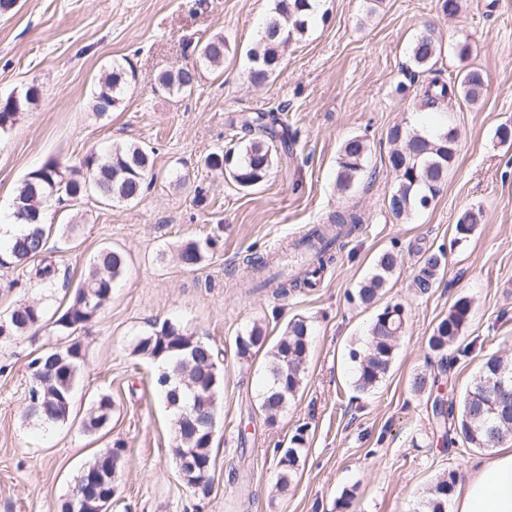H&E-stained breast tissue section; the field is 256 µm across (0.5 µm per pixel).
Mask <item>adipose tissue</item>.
Instances as JSON below:
<instances>
[{
  "label": "adipose tissue",
  "instance_id": "adipose-tissue-1",
  "mask_svg": "<svg viewBox=\"0 0 512 512\" xmlns=\"http://www.w3.org/2000/svg\"><path fill=\"white\" fill-rule=\"evenodd\" d=\"M452 504L451 512H512V447L501 448L492 460L472 461Z\"/></svg>",
  "mask_w": 512,
  "mask_h": 512
}]
</instances>
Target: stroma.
<instances>
[{
	"mask_svg": "<svg viewBox=\"0 0 512 512\" xmlns=\"http://www.w3.org/2000/svg\"><path fill=\"white\" fill-rule=\"evenodd\" d=\"M273 0H18L0 13V96L38 84L43 95L0 136V222L24 176L56 158L79 165L92 151L138 143L154 151V180L139 199L104 205L50 201L48 223L77 220L76 237L47 262L67 286L45 296L28 269L0 267V313L21 302L64 306L86 264L104 247L124 252L127 270L81 335L83 362L67 423L42 427L26 415L30 361L49 347L48 331L0 343V512H61L82 464L114 441L126 446L119 497L111 512H419L426 491L455 472L465 479L481 450L443 446L432 426L428 393H414V373L433 372L427 340L456 298L472 302L464 334L468 352L444 375L438 392L462 397L481 364L512 355V0H462L445 16L440 0H323L307 34L290 44L273 81L244 78L247 49L272 14ZM223 34L232 51L220 69L197 63L198 40ZM429 33L442 44L443 79L461 65L479 69L485 86L476 104H453L459 132L455 161L425 211L400 221L388 208L398 184L386 134L397 123L419 128L426 74L415 73L410 45ZM468 42L460 63L453 48ZM135 73L121 106L94 109V93L113 64ZM195 67L188 93L158 89L164 71ZM282 107L288 151L266 181L238 189L205 158L240 136L245 114ZM369 145L354 192L340 194L341 143ZM357 209L363 223L318 287L280 297L241 287L245 255L286 246L309 224ZM483 215L455 243L467 210ZM215 237L196 269L181 267L177 248ZM443 248L447 263L425 295L411 288L421 251ZM400 254L382 303L400 302L407 324L391 368L372 394L353 387L351 344L361 342L376 313L351 295L386 249ZM313 326L307 373L297 398L276 421L259 409L266 357L230 354L235 336L261 325L276 341L290 319ZM179 322L225 350L218 433L212 448L213 490L195 497L172 456L171 417L151 387L153 361L134 355L140 336L164 320ZM114 402L108 433L81 428L95 399ZM302 434L307 455L288 490L276 493L277 452Z\"/></svg>",
	"mask_w": 512,
	"mask_h": 512,
	"instance_id": "1",
	"label": "stroma"
}]
</instances>
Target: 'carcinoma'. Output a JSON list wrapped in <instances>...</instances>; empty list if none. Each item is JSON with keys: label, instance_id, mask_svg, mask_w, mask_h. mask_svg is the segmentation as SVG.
<instances>
[{"label": "carcinoma", "instance_id": "cac0c4a2", "mask_svg": "<svg viewBox=\"0 0 512 512\" xmlns=\"http://www.w3.org/2000/svg\"><path fill=\"white\" fill-rule=\"evenodd\" d=\"M314 12V0H274L273 14L253 46L246 51L245 80L255 88L267 86L279 69L288 44L301 37L308 29ZM200 62L219 67L231 47L224 35L215 34L195 45ZM442 52V44L426 33L418 36L410 46V56L418 69L430 78L423 87L421 108L429 112H443L457 99L467 103L478 100L485 85V77L477 69H461L452 80H445L433 69ZM129 82V73L120 65L112 67L94 95V108L101 116L116 108ZM159 86L168 92H190L196 83L193 68L165 71L157 76ZM41 90L33 84L13 101L11 96L0 97V135L8 133L26 108L39 102ZM280 107L259 111L241 121L240 128L250 139L225 145L222 152L206 157L205 165L228 174L241 188L251 189L268 177L277 152V143L288 138V126L280 118ZM387 139L392 149L389 162L399 178L398 186L389 199L391 213L405 219L429 209L448 178L454 162L458 141L456 128L446 126L433 132L411 127L405 123L391 126ZM369 147L360 136L343 141L339 150L336 188L342 194L351 192L361 176ZM153 151L132 143L116 146L99 154H87L79 166L71 167L52 158L39 168L28 172L13 198L12 217L16 222L30 223L28 233L9 243L8 252L0 255V267L16 266L39 261L32 268L39 285L48 293L57 288L56 269L44 263L42 256L49 252L51 231L36 223L38 214L53 196L82 201L96 197L110 204L138 199L150 187L148 181L153 169ZM480 220V213L468 211L455 224L454 241L468 238ZM362 223L355 211L331 215L328 223L308 230L295 247L306 246L312 270L309 277H290L280 263L264 258L248 260L256 271L252 287L264 288L268 282L280 280L278 293L286 296L301 287L312 285L310 277L317 275L334 262L345 246V239ZM215 245V240H191L178 250L179 263L186 268L202 264ZM442 250H426L414 270L411 287L427 294L434 287L445 264ZM399 267L398 253L393 249L381 252L373 270L356 289L353 299L364 306L377 303L388 279ZM127 259L120 250L102 249L89 261L83 279L74 289L63 309L48 314L40 302H25L0 315V342H10L27 333L46 328L62 339L42 351L29 364L31 386L28 392L27 414L46 425L64 424L70 419L75 385L83 362V348L79 336L88 329L99 310L111 298L114 284L123 277ZM472 314L471 300L457 298L448 309V315L435 327L428 338V349L439 356V372L452 368L458 358L467 353L461 340ZM406 310L402 303H388L377 310L367 334V342L354 345L349 358L355 365L354 388L368 394L385 379L393 362L397 341L406 327ZM312 325L303 317L288 322L282 336L268 349L269 362L265 386L260 394L259 407L270 421L285 410L298 395L306 373ZM267 336L255 325L237 335L233 341L237 359L247 361L264 349ZM133 353L161 362L151 384L162 396L172 414L174 460H179L187 449L194 451L203 489L194 493L205 498L212 485L206 481L213 467L211 448L216 436L218 400L224 383V352L211 343L193 336L178 322L167 321L143 335ZM439 376L424 371L413 375L410 386L415 393L433 390ZM512 359L492 356L479 368L460 402L435 395L432 416L445 442H452L450 434L460 437L471 448L491 450L505 440H512ZM112 420V397L98 396L82 428L87 432L106 429ZM288 456H279L274 488L285 492L297 477L306 449L299 434L291 439ZM126 448L117 441L97 454L79 470L73 494L81 499L78 512H99L103 501L114 502L118 495L117 477ZM456 482V473L439 478L429 489L423 502V512H447L448 495Z\"/></svg>", "mask_w": 512, "mask_h": 512}]
</instances>
